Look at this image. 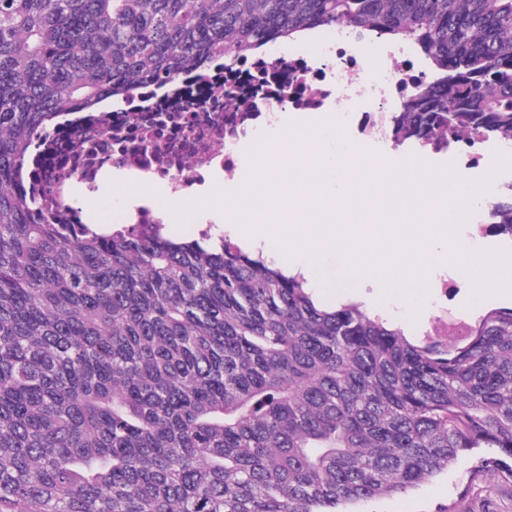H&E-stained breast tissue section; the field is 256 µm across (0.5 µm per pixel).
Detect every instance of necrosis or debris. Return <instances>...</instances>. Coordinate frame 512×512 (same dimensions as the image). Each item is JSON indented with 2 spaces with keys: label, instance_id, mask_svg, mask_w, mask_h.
Masks as SVG:
<instances>
[{
  "label": "necrosis or debris",
  "instance_id": "necrosis-or-debris-1",
  "mask_svg": "<svg viewBox=\"0 0 512 512\" xmlns=\"http://www.w3.org/2000/svg\"><path fill=\"white\" fill-rule=\"evenodd\" d=\"M437 73L422 45L369 27L339 26L313 47L249 56L226 55L198 75L145 88L128 102L76 110L32 142L45 224H83L78 195L89 196L121 175L181 199L195 185L234 187L254 165L248 145L267 141L285 113L331 114L356 152L379 166L391 161L441 174L451 170L458 195L488 182L492 197L512 194V137L478 130L455 142L401 133V106Z\"/></svg>",
  "mask_w": 512,
  "mask_h": 512
}]
</instances>
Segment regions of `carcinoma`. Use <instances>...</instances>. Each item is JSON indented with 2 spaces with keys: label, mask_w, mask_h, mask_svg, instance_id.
<instances>
[{
  "label": "carcinoma",
  "mask_w": 512,
  "mask_h": 512,
  "mask_svg": "<svg viewBox=\"0 0 512 512\" xmlns=\"http://www.w3.org/2000/svg\"><path fill=\"white\" fill-rule=\"evenodd\" d=\"M335 25L427 51L409 132L512 135V0H0V512H348L470 453L512 483V308L412 342L222 237L41 224L18 183L63 112Z\"/></svg>",
  "instance_id": "carcinoma-1"
}]
</instances>
